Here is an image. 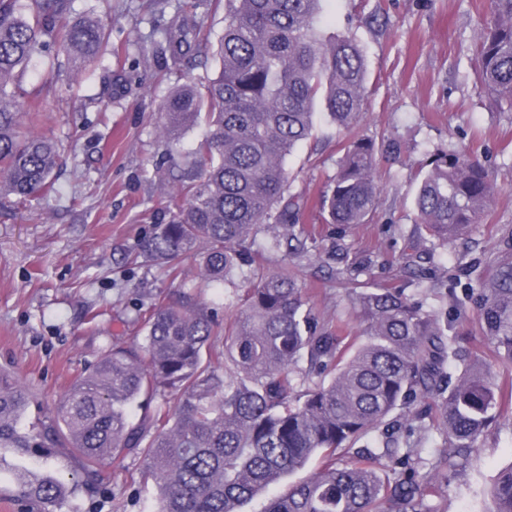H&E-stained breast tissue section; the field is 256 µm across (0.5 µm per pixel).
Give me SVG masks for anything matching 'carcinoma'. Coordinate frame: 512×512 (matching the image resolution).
Returning <instances> with one entry per match:
<instances>
[{
	"label": "carcinoma",
	"mask_w": 512,
	"mask_h": 512,
	"mask_svg": "<svg viewBox=\"0 0 512 512\" xmlns=\"http://www.w3.org/2000/svg\"><path fill=\"white\" fill-rule=\"evenodd\" d=\"M210 2L224 6V31L210 44L219 71L203 94L193 83L174 88L159 112L169 154L180 127L200 123L206 131L173 175L169 219L142 252L175 269L200 248L197 278L222 284L258 225H280L270 249L304 234L286 160L313 137L318 105L350 134L364 112L366 66L353 36L318 31L322 0ZM163 18L161 9L154 54L175 63L195 56L206 38L197 4L186 0L172 20ZM56 45L82 76L105 61L109 36L99 20L73 18L72 0H0L1 198L39 202L58 193L61 146L37 130L38 113L18 110L28 95L19 76ZM477 55L481 88L512 105V0H490ZM376 152L371 140L349 142L322 195L324 223L343 230L372 218ZM494 192L478 158L439 154L417 187L418 224L446 244L482 222ZM372 264L369 257L336 271L363 325L359 338L342 320L320 317L285 267L259 277L225 321L189 292L157 308L143 324V343L107 348L58 400L53 418L29 429L20 426L28 388L0 372V463L7 452L46 463L70 448L80 460L74 487L90 492L109 481V463L136 454L157 512H241L322 456L319 472L288 484L265 512H440L434 498L451 459L471 454L502 416V388L489 368L456 365L453 322L401 288L361 287L358 276ZM464 302L479 305L482 338L512 360V261L467 289ZM219 334L222 364L211 343ZM165 391L176 393L174 407L150 410L148 401ZM418 400L439 407L436 429L448 447L432 460L415 446L373 447L384 418ZM15 480L40 512L71 491L61 476L27 468ZM491 494L494 512H512V467Z\"/></svg>",
	"instance_id": "cac0c4a2"
}]
</instances>
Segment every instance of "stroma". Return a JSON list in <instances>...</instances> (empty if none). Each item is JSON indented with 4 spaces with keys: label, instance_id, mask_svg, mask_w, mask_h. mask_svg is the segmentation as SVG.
<instances>
[{
    "label": "stroma",
    "instance_id": "stroma-1",
    "mask_svg": "<svg viewBox=\"0 0 512 512\" xmlns=\"http://www.w3.org/2000/svg\"><path fill=\"white\" fill-rule=\"evenodd\" d=\"M75 14L96 16L113 44L151 34V0H73ZM488 0H322L321 25L354 32L367 68L365 112L354 136L374 140L379 206L370 223L346 234L323 223L320 194L340 157L335 126L318 116L314 136L288 160L293 191L307 207L300 218L312 244L268 250L279 235L262 226L249 243L252 260L221 288L198 284L201 298L234 316L256 274L298 269L311 304L327 316L356 319L344 285L332 272L375 254L368 288H422L428 308L452 312L450 289L477 284L498 261H512V106L478 87L475 44ZM216 64L183 63L162 73L134 57L113 58L109 69L71 77L66 56L35 58L22 76L26 88L51 85L40 103V132L75 143V156L57 171L60 195L42 203L0 199V370L25 383L34 398L29 420L50 416L56 400L113 344L141 343L142 321L155 305L176 303L197 269L191 253L178 269L140 259L144 239L168 216L158 113L182 77L203 84ZM111 99L100 118L98 100ZM473 153L495 175L497 193L483 223L448 245L416 224L418 172L439 154ZM478 310L456 321L463 355L480 351L500 381L512 380V361L481 345ZM478 449L449 470L436 502L441 512H486L485 491L512 465V397L503 415L479 437ZM141 457L127 455L109 469L106 488L78 491L55 512H153L154 488L142 478Z\"/></svg>",
    "mask_w": 512,
    "mask_h": 512
}]
</instances>
